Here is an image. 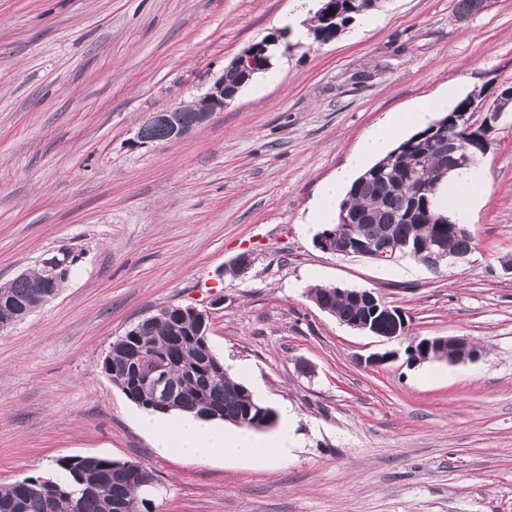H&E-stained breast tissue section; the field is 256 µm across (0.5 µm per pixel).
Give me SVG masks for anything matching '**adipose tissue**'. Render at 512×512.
<instances>
[{
    "label": "adipose tissue",
    "mask_w": 512,
    "mask_h": 512,
    "mask_svg": "<svg viewBox=\"0 0 512 512\" xmlns=\"http://www.w3.org/2000/svg\"><path fill=\"white\" fill-rule=\"evenodd\" d=\"M459 91L458 82L452 81L441 94L418 101L409 109L388 113L360 140L352 161L323 183L312 209V221L332 223V203L344 197L364 166L384 156L399 133L423 126L432 114L446 111ZM486 187V180L474 168L460 169L442 182L438 200L447 213L463 220ZM138 426L158 452H174L194 460L227 455L267 464L289 456L297 446L296 422L289 414L283 416L276 434L268 440L245 429L225 428L223 421L205 420L190 411H150L140 416Z\"/></svg>",
    "instance_id": "obj_1"
}]
</instances>
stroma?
I'll use <instances>...</instances> for the list:
<instances>
[{
    "mask_svg": "<svg viewBox=\"0 0 512 512\" xmlns=\"http://www.w3.org/2000/svg\"><path fill=\"white\" fill-rule=\"evenodd\" d=\"M304 0H0V285L68 248L56 297L0 331V485L58 459L152 467L150 512H512V111L475 166L474 248L435 273L318 249L323 182L390 112L449 81L512 86V0H381L333 41L282 30ZM287 53L181 141L140 142L250 44ZM244 253L247 273L231 268ZM315 285L367 288L409 321L383 340L341 324ZM170 305L210 312L233 376L297 423L288 460L161 454L101 370L113 341ZM466 336L479 360L407 348ZM392 359L369 365L371 355Z\"/></svg>",
    "mask_w": 512,
    "mask_h": 512,
    "instance_id": "1",
    "label": "stroma"
}]
</instances>
